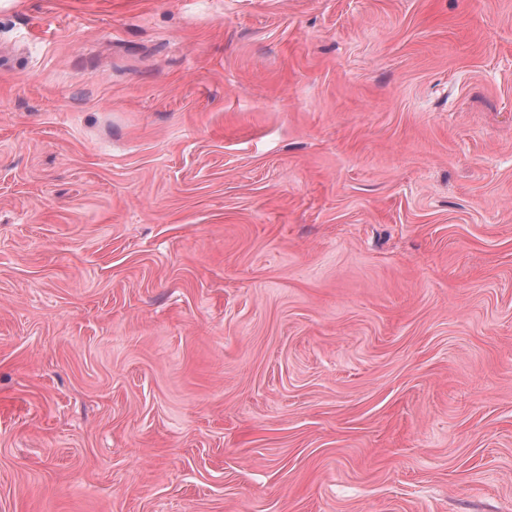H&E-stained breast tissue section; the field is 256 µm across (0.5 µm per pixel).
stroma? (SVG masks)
<instances>
[{
  "label": "stroma",
  "mask_w": 512,
  "mask_h": 512,
  "mask_svg": "<svg viewBox=\"0 0 512 512\" xmlns=\"http://www.w3.org/2000/svg\"><path fill=\"white\" fill-rule=\"evenodd\" d=\"M0 512H512V0H0Z\"/></svg>",
  "instance_id": "obj_1"
}]
</instances>
